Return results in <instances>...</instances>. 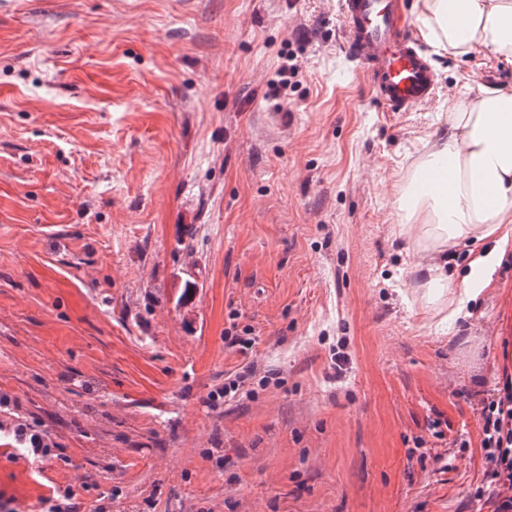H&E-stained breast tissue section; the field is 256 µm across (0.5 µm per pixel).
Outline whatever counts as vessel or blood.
<instances>
[{
    "label": "vessel or blood",
    "instance_id": "vessel-or-blood-1",
    "mask_svg": "<svg viewBox=\"0 0 512 512\" xmlns=\"http://www.w3.org/2000/svg\"><path fill=\"white\" fill-rule=\"evenodd\" d=\"M342 14L346 45L383 109L407 112L425 102L435 73L409 31L405 0H342Z\"/></svg>",
    "mask_w": 512,
    "mask_h": 512
}]
</instances>
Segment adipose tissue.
Segmentation results:
<instances>
[{
    "mask_svg": "<svg viewBox=\"0 0 512 512\" xmlns=\"http://www.w3.org/2000/svg\"><path fill=\"white\" fill-rule=\"evenodd\" d=\"M422 37L433 47L466 54L482 49L512 64V0H417ZM446 171L444 186L402 201L401 224L425 228L435 257L426 264L428 288L448 287L437 255L467 241L495 240L477 253L469 275L455 292L458 302L487 287L508 242L512 241V92L479 87L455 100L448 130L431 146L421 173Z\"/></svg>",
    "mask_w": 512,
    "mask_h": 512,
    "instance_id": "adipose-tissue-1",
    "label": "adipose tissue"
}]
</instances>
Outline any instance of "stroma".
<instances>
[{
    "label": "stroma",
    "instance_id": "obj_1",
    "mask_svg": "<svg viewBox=\"0 0 512 512\" xmlns=\"http://www.w3.org/2000/svg\"><path fill=\"white\" fill-rule=\"evenodd\" d=\"M339 2L0 0V503L491 512L512 245L435 300L396 212L451 103L512 66L429 48L428 102L384 111ZM249 365L270 384L211 401ZM14 440L21 454L39 460H52L57 457L56 443L43 431L30 424H18L12 429Z\"/></svg>",
    "mask_w": 512,
    "mask_h": 512
}]
</instances>
